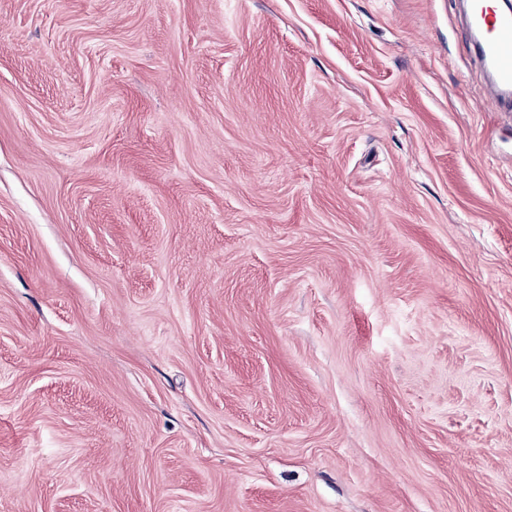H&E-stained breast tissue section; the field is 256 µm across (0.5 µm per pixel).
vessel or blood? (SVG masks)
I'll use <instances>...</instances> for the list:
<instances>
[{"label":"vessel or blood","mask_w":512,"mask_h":512,"mask_svg":"<svg viewBox=\"0 0 512 512\" xmlns=\"http://www.w3.org/2000/svg\"><path fill=\"white\" fill-rule=\"evenodd\" d=\"M468 31L478 32L475 53L493 78L496 91L490 109L512 110V13L491 7L488 0H472L466 16Z\"/></svg>","instance_id":"vessel-or-blood-1"}]
</instances>
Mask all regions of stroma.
Returning a JSON list of instances; mask_svg holds the SVG:
<instances>
[{"label": "stroma", "mask_w": 512, "mask_h": 512, "mask_svg": "<svg viewBox=\"0 0 512 512\" xmlns=\"http://www.w3.org/2000/svg\"><path fill=\"white\" fill-rule=\"evenodd\" d=\"M461 0H0V512H512V120Z\"/></svg>", "instance_id": "1"}]
</instances>
